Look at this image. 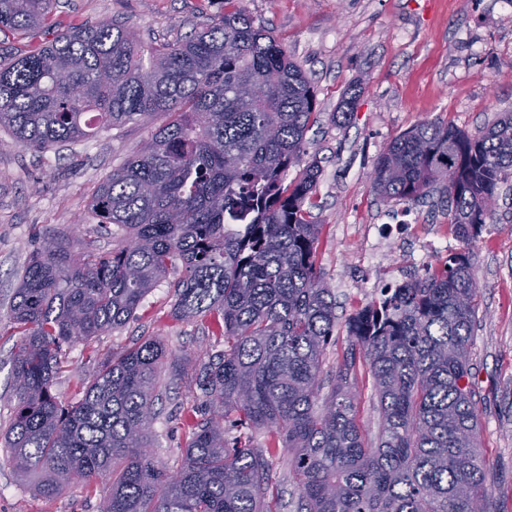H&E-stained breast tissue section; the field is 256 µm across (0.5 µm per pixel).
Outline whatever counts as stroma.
<instances>
[{
  "instance_id": "obj_1",
  "label": "stroma",
  "mask_w": 512,
  "mask_h": 512,
  "mask_svg": "<svg viewBox=\"0 0 512 512\" xmlns=\"http://www.w3.org/2000/svg\"><path fill=\"white\" fill-rule=\"evenodd\" d=\"M255 23L286 46L307 72L324 118L307 134L309 153L321 160L314 214L323 224L319 266L336 294V342L327 363L342 361L345 323L385 284L424 277L457 249L448 210L438 196L384 202L371 176L390 141L424 121H444L466 132L512 113V6L506 0H243ZM224 15V0H58L56 30H37L24 42L0 40L8 58L75 26L113 21L133 26L140 39L175 43ZM363 83L353 119H330L344 87ZM158 119L100 130L94 137L35 153L0 128V320L6 318L21 274L34 251L67 232L77 250L111 252L119 227L83 222L99 181L150 140ZM495 221L471 248L479 287V320L470 342L472 384L480 414V448L495 475L491 499L512 512V185H503ZM174 269L144 299L136 318L93 339L101 353L152 336L183 361L182 376L162 373L166 389L156 407L151 453L178 467L184 446L181 421L193 406L195 363L213 344L215 328L173 314ZM18 342L0 328V432L12 419L13 355ZM67 369L54 385L70 398L79 379L97 370L85 346L65 349ZM83 482L44 499L0 459V512H97L100 492Z\"/></svg>"
}]
</instances>
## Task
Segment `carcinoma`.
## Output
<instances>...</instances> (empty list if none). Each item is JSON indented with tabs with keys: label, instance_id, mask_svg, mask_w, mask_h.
Wrapping results in <instances>:
<instances>
[{
	"label": "carcinoma",
	"instance_id": "obj_1",
	"mask_svg": "<svg viewBox=\"0 0 512 512\" xmlns=\"http://www.w3.org/2000/svg\"><path fill=\"white\" fill-rule=\"evenodd\" d=\"M55 26L54 0H0L6 38ZM361 94L349 83L333 118L349 120ZM151 117L164 121L99 184L90 208L127 241L106 255L75 252L63 233L32 255L16 288L4 436L16 475L46 499L105 477L98 512H279L273 460L285 455L297 512H493L470 382L479 311L470 249L512 178V113L474 133L422 122L378 159L374 192L385 202L440 192L461 248L351 314L333 376L323 365L336 294L318 267L324 225L311 212L321 168L303 161L320 121L316 95L241 0H224L217 23L172 45L103 22L0 60V127L28 150ZM176 265L185 275L175 316L218 332L195 367L200 395L171 471L146 451L159 369L178 364L160 341L113 353L71 401L54 383L63 345L125 325ZM362 378L379 411L373 441L357 418Z\"/></svg>",
	"mask_w": 512,
	"mask_h": 512
}]
</instances>
